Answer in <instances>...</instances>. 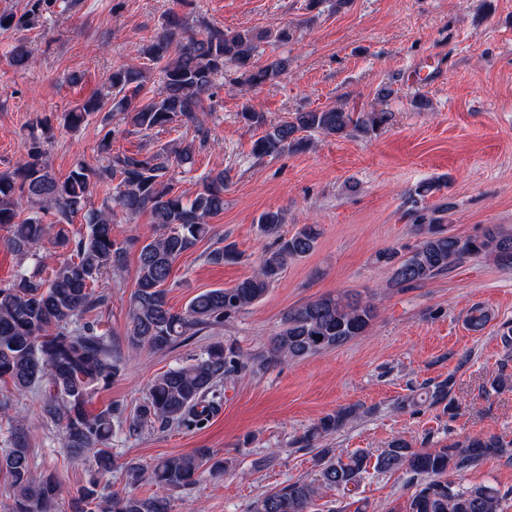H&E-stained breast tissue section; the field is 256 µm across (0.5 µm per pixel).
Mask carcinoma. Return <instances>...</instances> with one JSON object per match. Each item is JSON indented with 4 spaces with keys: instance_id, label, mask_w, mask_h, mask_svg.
Returning <instances> with one entry per match:
<instances>
[{
    "instance_id": "carcinoma-1",
    "label": "carcinoma",
    "mask_w": 512,
    "mask_h": 512,
    "mask_svg": "<svg viewBox=\"0 0 512 512\" xmlns=\"http://www.w3.org/2000/svg\"><path fill=\"white\" fill-rule=\"evenodd\" d=\"M57 0H27L25 10L0 12V32L28 30L55 14ZM264 34L253 29L224 30L207 26L190 32L182 19L172 14L152 40L142 45L139 56L158 65L162 85L157 96L142 101L139 94L146 71L135 63L112 67L100 90L66 113L71 128L90 117L102 115L104 134L97 146L95 165L79 164L66 176L50 169L46 144L51 128L39 123L32 128L26 156L0 170V227L8 229L5 246L27 262L18 265L11 280L0 283V381H10L12 391L0 393V413H8L13 397L48 386L43 403L47 421L60 433L62 446L71 455L93 452L96 478L83 487L73 501L76 512H95L99 505L97 477L116 468L107 448L115 431L135 433L145 426L176 425L187 430L204 426L224 401V383L240 374H257L275 364L321 354L368 332L377 317L371 300L346 291L314 296L289 307L277 331L264 349L251 353L235 342L211 343L192 362L179 364L156 376L143 401L132 414L115 404L97 414L86 405L99 391L123 376L125 362L112 349L109 333L89 314L101 308L105 294L97 291L104 274L123 268L129 250L138 247L135 289L128 303L126 338L135 350L163 351L173 348L203 329H216L260 301L277 282L288 263L309 256L321 237L317 224H302L290 235L282 233L286 215L282 210L262 212L256 221L259 235L268 240L254 274L233 288L206 290L191 299L182 311L169 305L167 294L173 264L199 243L215 236L210 220L224 212V171H210L200 188L188 197L175 189L176 170L189 173L195 164V143L172 140L157 150L120 152L112 149L116 130L111 117L122 115L137 133L192 126L202 132L199 114L205 100L213 97L226 64L242 73L251 88L276 83L286 63L265 65L254 61L257 43ZM10 65L24 70L32 64L27 42L9 45ZM385 108L352 112L344 105L297 112L265 131L252 147L258 159L276 157L285 151L309 146L307 132L329 136L372 134L387 124ZM115 184L116 194L97 207L92 198L102 184ZM120 209L128 220L147 213L155 235L144 241L130 237L120 241L113 234ZM82 216L85 228L74 229ZM416 244L401 255L385 249L376 261L389 267L390 284L404 290L447 274L472 256L492 259L512 269V234L498 226L465 237L448 233L441 218L414 212ZM53 239L68 257L57 263L51 277L43 278V244ZM239 257L234 245L217 247L206 254L207 262L222 264ZM455 378L422 387L397 402L400 411L423 405L442 408L450 415L457 409ZM357 408H342L319 419L300 438L314 451L312 477L299 479L257 496L250 512H313L324 491L336 489L358 494L364 475L400 471L414 488L406 512H503L507 494L493 486L460 487L448 481V473L463 472L488 459L506 457L508 444L489 434L440 448H414L402 437L393 438L377 456L357 449L348 454L334 448H319L321 438L342 429ZM209 466L222 473L233 460H215L205 450L164 457L153 466L137 462L124 465L126 484L147 479L167 491L196 483L200 470ZM0 473L6 475L15 498L14 512H54L66 493L57 477L41 474L32 466L24 431L16 430L12 447L0 454ZM110 512H171L170 497H138L130 492L112 493Z\"/></svg>"
}]
</instances>
